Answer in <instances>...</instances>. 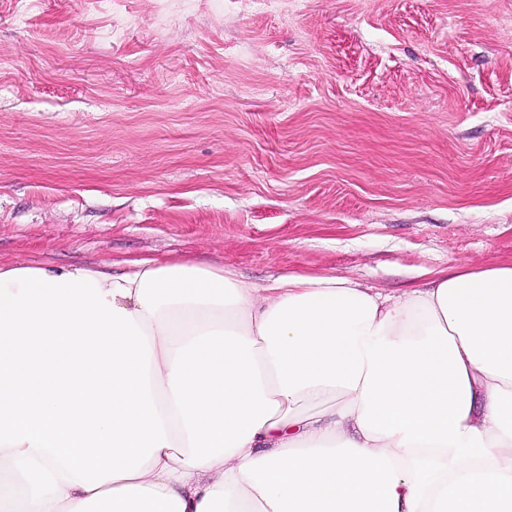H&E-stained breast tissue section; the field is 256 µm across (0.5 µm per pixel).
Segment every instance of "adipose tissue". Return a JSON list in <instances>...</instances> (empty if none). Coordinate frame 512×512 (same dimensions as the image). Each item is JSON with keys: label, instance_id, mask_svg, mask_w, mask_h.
<instances>
[{"label": "adipose tissue", "instance_id": "adipose-tissue-1", "mask_svg": "<svg viewBox=\"0 0 512 512\" xmlns=\"http://www.w3.org/2000/svg\"><path fill=\"white\" fill-rule=\"evenodd\" d=\"M0 512H512V264L0 263Z\"/></svg>", "mask_w": 512, "mask_h": 512}]
</instances>
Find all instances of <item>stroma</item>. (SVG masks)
<instances>
[{"label": "stroma", "mask_w": 512, "mask_h": 512, "mask_svg": "<svg viewBox=\"0 0 512 512\" xmlns=\"http://www.w3.org/2000/svg\"><path fill=\"white\" fill-rule=\"evenodd\" d=\"M136 259L512 263V0H0V262Z\"/></svg>", "instance_id": "1"}]
</instances>
